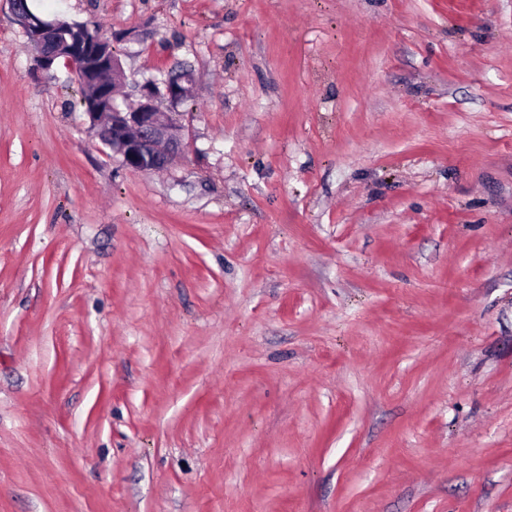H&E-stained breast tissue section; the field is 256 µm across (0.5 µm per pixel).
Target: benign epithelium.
Returning a JSON list of instances; mask_svg holds the SVG:
<instances>
[{
	"instance_id": "obj_1",
	"label": "benign epithelium",
	"mask_w": 512,
	"mask_h": 512,
	"mask_svg": "<svg viewBox=\"0 0 512 512\" xmlns=\"http://www.w3.org/2000/svg\"><path fill=\"white\" fill-rule=\"evenodd\" d=\"M28 40L34 45L35 70L48 74L62 61L75 79L85 84L92 71L91 47L76 43L63 50L55 39V23L18 8L17 0H5ZM191 79L185 76L165 83L169 101L179 104L188 95ZM156 88L146 85L130 108H116L102 122L90 124L100 141L122 158L124 166L134 172H151L168 168L186 148L184 126L173 125L155 105Z\"/></svg>"
}]
</instances>
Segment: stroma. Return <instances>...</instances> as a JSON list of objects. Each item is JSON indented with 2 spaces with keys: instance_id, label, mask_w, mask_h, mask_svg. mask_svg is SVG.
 Wrapping results in <instances>:
<instances>
[{
  "instance_id": "obj_1",
  "label": "stroma",
  "mask_w": 512,
  "mask_h": 512,
  "mask_svg": "<svg viewBox=\"0 0 512 512\" xmlns=\"http://www.w3.org/2000/svg\"><path fill=\"white\" fill-rule=\"evenodd\" d=\"M29 3L189 148L0 0V512H512V0ZM18 0H6L9 9L22 28L28 40L34 45V59L37 73L49 74L57 66V60L74 75L80 84L87 83L92 71L91 47L88 43H76L67 51L58 45L55 38V23L20 11ZM50 36L52 47H46V37ZM119 61L112 49V43L99 45L95 58V68L87 87L80 89V104L83 112H107L110 117L103 122H91L100 141L112 148V152L122 158L124 166L134 172H151L168 168L186 148L185 129L182 125L173 126L172 121L164 118L155 105L156 88L146 85L140 89V96L131 108H114L112 98L106 96L112 88V97L116 101L117 90L112 87V66Z\"/></svg>"
}]
</instances>
